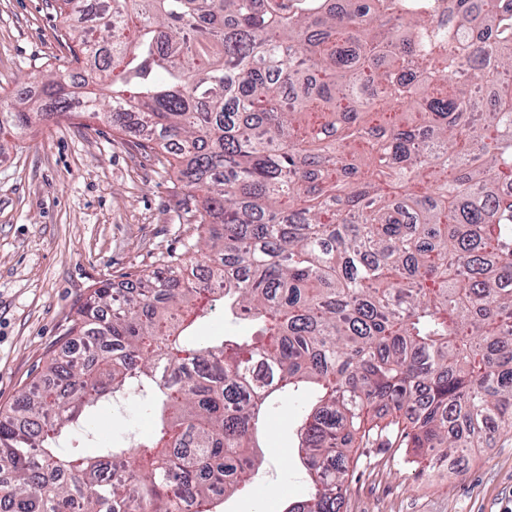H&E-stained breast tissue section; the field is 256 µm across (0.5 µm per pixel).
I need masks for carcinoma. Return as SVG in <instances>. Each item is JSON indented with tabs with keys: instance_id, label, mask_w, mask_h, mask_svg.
I'll use <instances>...</instances> for the list:
<instances>
[{
	"instance_id": "carcinoma-1",
	"label": "carcinoma",
	"mask_w": 512,
	"mask_h": 512,
	"mask_svg": "<svg viewBox=\"0 0 512 512\" xmlns=\"http://www.w3.org/2000/svg\"><path fill=\"white\" fill-rule=\"evenodd\" d=\"M63 22L88 0H57ZM108 0L43 104L128 117L169 155L196 235L105 280L64 348L0 415L9 512H215L251 485L276 394L321 389L297 456L341 512L358 448L465 461L512 440V0ZM252 324L198 343V319ZM138 399L154 430L100 441L93 410ZM81 434L92 455L65 446ZM152 448L154 452H139Z\"/></svg>"
}]
</instances>
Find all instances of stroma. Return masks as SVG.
Returning a JSON list of instances; mask_svg holds the SVG:
<instances>
[{"label":"stroma","instance_id":"obj_1","mask_svg":"<svg viewBox=\"0 0 512 512\" xmlns=\"http://www.w3.org/2000/svg\"><path fill=\"white\" fill-rule=\"evenodd\" d=\"M55 0H0V111L16 93L37 98L65 50ZM171 170L131 133L83 115L37 120L0 154V413L60 355L77 310L100 281H120L179 253L194 233ZM316 386L275 398L260 430L253 488L223 512H283L310 478L295 456ZM118 446L148 438L147 407L101 414ZM342 512H512V441L463 466L426 469L409 448H363Z\"/></svg>","mask_w":512,"mask_h":512}]
</instances>
